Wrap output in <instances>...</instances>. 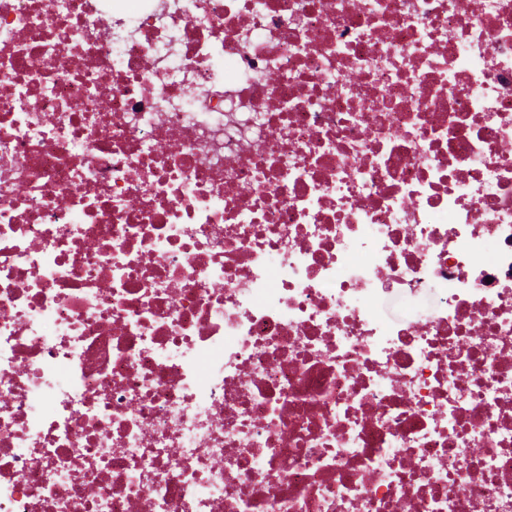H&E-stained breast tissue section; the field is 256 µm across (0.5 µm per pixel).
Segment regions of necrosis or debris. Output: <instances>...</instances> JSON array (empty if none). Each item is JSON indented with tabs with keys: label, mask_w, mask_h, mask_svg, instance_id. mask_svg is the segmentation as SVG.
Segmentation results:
<instances>
[{
	"label": "necrosis or debris",
	"mask_w": 512,
	"mask_h": 512,
	"mask_svg": "<svg viewBox=\"0 0 512 512\" xmlns=\"http://www.w3.org/2000/svg\"><path fill=\"white\" fill-rule=\"evenodd\" d=\"M0 512H512V0H0Z\"/></svg>",
	"instance_id": "1"
}]
</instances>
